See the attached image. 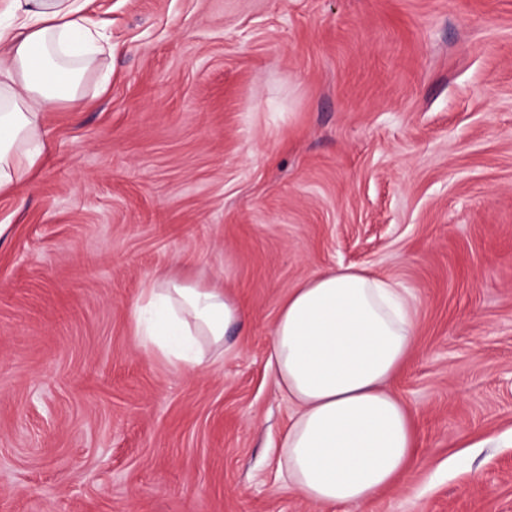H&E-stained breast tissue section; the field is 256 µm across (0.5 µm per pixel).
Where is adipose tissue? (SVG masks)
<instances>
[{"label": "adipose tissue", "instance_id": "obj_1", "mask_svg": "<svg viewBox=\"0 0 512 512\" xmlns=\"http://www.w3.org/2000/svg\"><path fill=\"white\" fill-rule=\"evenodd\" d=\"M85 0H5L0 11V192L38 171L43 117L76 101L98 67L100 36ZM216 276L206 284L148 280L135 334L176 370L193 371L228 350L244 319ZM416 332L409 294L355 267L315 274L283 296L268 346L276 390L295 408L281 444L289 488L312 505L361 507L408 471L412 415L388 384Z\"/></svg>", "mask_w": 512, "mask_h": 512}]
</instances>
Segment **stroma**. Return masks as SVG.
Wrapping results in <instances>:
<instances>
[{"label": "stroma", "mask_w": 512, "mask_h": 512, "mask_svg": "<svg viewBox=\"0 0 512 512\" xmlns=\"http://www.w3.org/2000/svg\"><path fill=\"white\" fill-rule=\"evenodd\" d=\"M108 83L45 113L0 195V512H316L267 347L289 288H406L389 387L414 462L367 512H512V0H86ZM223 275L245 319L191 373L143 284ZM479 488H472V481Z\"/></svg>", "instance_id": "1"}]
</instances>
